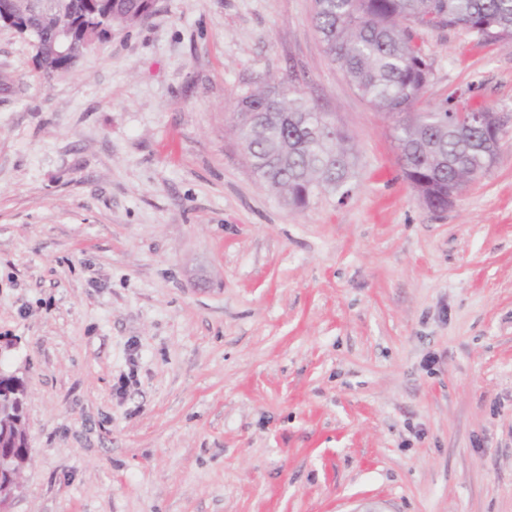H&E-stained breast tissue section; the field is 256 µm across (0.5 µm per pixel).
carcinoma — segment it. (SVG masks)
<instances>
[{"mask_svg": "<svg viewBox=\"0 0 512 512\" xmlns=\"http://www.w3.org/2000/svg\"><path fill=\"white\" fill-rule=\"evenodd\" d=\"M98 24L135 25L146 0H101ZM35 52L64 23L35 0L27 19ZM312 22L325 51L370 106L396 117L394 139L404 174L428 207L445 209L448 196L488 172L497 151L472 125L468 103L420 108L431 64L415 40L416 28L461 30L491 46L512 45V0H314ZM74 65L59 60L38 68L48 81ZM234 131L252 172L288 206L302 209L319 188L349 195L354 166L351 138L296 89L266 83L235 104ZM28 432L12 406L0 403V455L30 457Z\"/></svg>", "mask_w": 512, "mask_h": 512, "instance_id": "cac0c4a2", "label": "carcinoma"}]
</instances>
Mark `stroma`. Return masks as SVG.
<instances>
[{
	"label": "stroma",
	"instance_id": "stroma-1",
	"mask_svg": "<svg viewBox=\"0 0 512 512\" xmlns=\"http://www.w3.org/2000/svg\"><path fill=\"white\" fill-rule=\"evenodd\" d=\"M312 8L156 0L47 82L0 29L12 512H512V47L416 31L423 107L504 122L435 211ZM270 80L351 137L347 197L295 210L252 174L234 106Z\"/></svg>",
	"mask_w": 512,
	"mask_h": 512
}]
</instances>
